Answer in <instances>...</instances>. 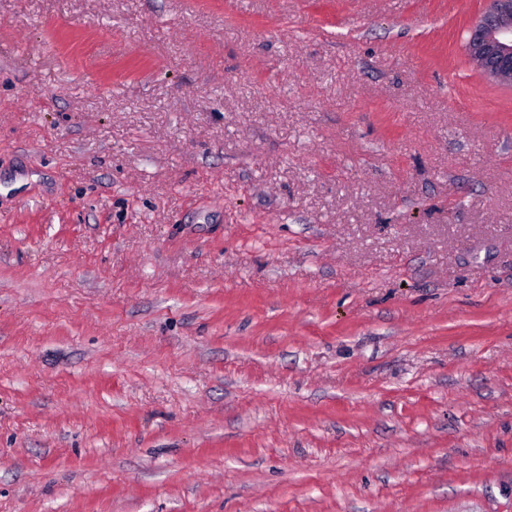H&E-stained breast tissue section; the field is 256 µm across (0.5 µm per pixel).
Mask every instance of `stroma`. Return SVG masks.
<instances>
[{
  "mask_svg": "<svg viewBox=\"0 0 512 512\" xmlns=\"http://www.w3.org/2000/svg\"><path fill=\"white\" fill-rule=\"evenodd\" d=\"M484 5L0 0V512H512Z\"/></svg>",
  "mask_w": 512,
  "mask_h": 512,
  "instance_id": "1",
  "label": "stroma"
}]
</instances>
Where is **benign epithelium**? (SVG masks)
<instances>
[{"label":"benign epithelium","mask_w":512,"mask_h":512,"mask_svg":"<svg viewBox=\"0 0 512 512\" xmlns=\"http://www.w3.org/2000/svg\"><path fill=\"white\" fill-rule=\"evenodd\" d=\"M470 62L487 78L512 85V0H487L463 34Z\"/></svg>","instance_id":"obj_1"}]
</instances>
